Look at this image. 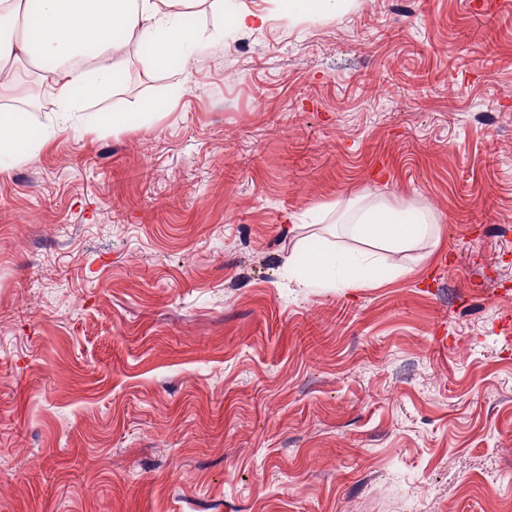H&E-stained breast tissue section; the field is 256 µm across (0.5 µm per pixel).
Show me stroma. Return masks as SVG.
Wrapping results in <instances>:
<instances>
[{"label": "stroma", "mask_w": 512, "mask_h": 512, "mask_svg": "<svg viewBox=\"0 0 512 512\" xmlns=\"http://www.w3.org/2000/svg\"><path fill=\"white\" fill-rule=\"evenodd\" d=\"M232 4L0 171V512H512V0ZM353 201L441 242L296 287ZM281 12L289 21L300 16H336L343 12L351 0H279ZM99 114L94 130L112 128V132L126 129L133 120L140 117L136 112H99Z\"/></svg>", "instance_id": "obj_1"}]
</instances>
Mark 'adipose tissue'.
Listing matches in <instances>:
<instances>
[{
	"instance_id": "1",
	"label": "adipose tissue",
	"mask_w": 512,
	"mask_h": 512,
	"mask_svg": "<svg viewBox=\"0 0 512 512\" xmlns=\"http://www.w3.org/2000/svg\"><path fill=\"white\" fill-rule=\"evenodd\" d=\"M196 0H0V69L29 62L41 83L54 85L58 110L85 111L116 94L128 59L121 49L146 37L151 67L165 71L172 60L190 68L192 52L214 36L208 27H186L185 11ZM26 113L0 107V155L32 157L49 139ZM345 243H326L297 258L304 288H354L373 282L388 255L438 238V227L421 211L359 206L343 226Z\"/></svg>"
}]
</instances>
